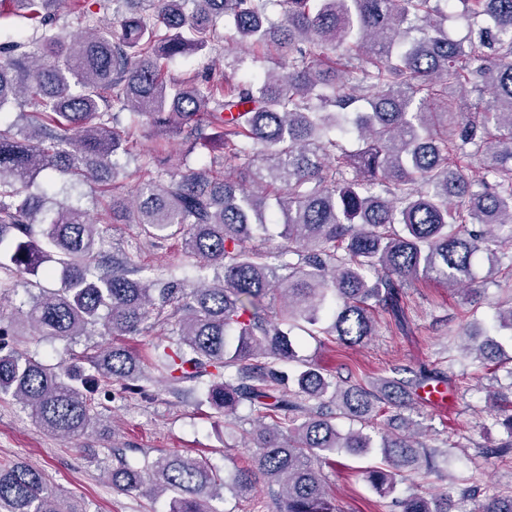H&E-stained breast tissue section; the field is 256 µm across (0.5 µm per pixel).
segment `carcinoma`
Listing matches in <instances>:
<instances>
[{"instance_id": "cac0c4a2", "label": "carcinoma", "mask_w": 512, "mask_h": 512, "mask_svg": "<svg viewBox=\"0 0 512 512\" xmlns=\"http://www.w3.org/2000/svg\"><path fill=\"white\" fill-rule=\"evenodd\" d=\"M84 24L69 33L58 11ZM113 23L94 24L86 0H0V20L21 15L39 34L42 54L24 51L26 32L0 42V111L31 106L18 119L0 114V282L36 277L55 260L61 286L27 282L17 315L0 323V400L21 406L34 423L61 437H82L100 421L88 397L95 379L144 391L153 372L175 394L238 419L255 416L250 464L227 479L208 462L165 453L114 455L109 480L125 493L169 499V512H219L211 501L228 489L255 500L263 483L277 512H336L322 475L331 457L377 448L366 472L379 492L436 472L412 409L417 389L444 372L390 368L361 384L336 379L298 358L295 328L347 347L377 335L378 316L402 331L410 323L404 288L427 278L479 304L485 289L473 260L512 248V0H95ZM462 5L469 36L445 23ZM273 49L277 69H251L255 57L224 41ZM224 58L192 80L168 74L178 57ZM248 74L246 78L238 73ZM489 94L477 117L453 110L448 90ZM147 120L156 136L140 154L138 183L128 193L121 158L132 150L118 114ZM187 152L223 150L198 167L158 170L168 136ZM353 139L355 149L345 146ZM478 167V176L468 174ZM48 169L91 175L105 198L92 219L72 201L30 191ZM135 224L147 242L175 240L196 261L191 281L145 272L128 256L102 255L100 225ZM281 224L283 242L251 246L253 230ZM215 273L209 277V273ZM171 308L179 339L156 351L150 366L112 345L80 361L51 366L17 347L34 335L76 343L96 330L138 336ZM512 342V302L497 307L461 356L495 357ZM410 373L409 378L397 374ZM508 439L492 454H512V400L488 396ZM388 409V429L374 442L366 429ZM350 422L347 430L337 421ZM444 491L392 500L393 512H451ZM0 512H86L39 469L0 467ZM478 512H512L511 496H489Z\"/></svg>"}]
</instances>
